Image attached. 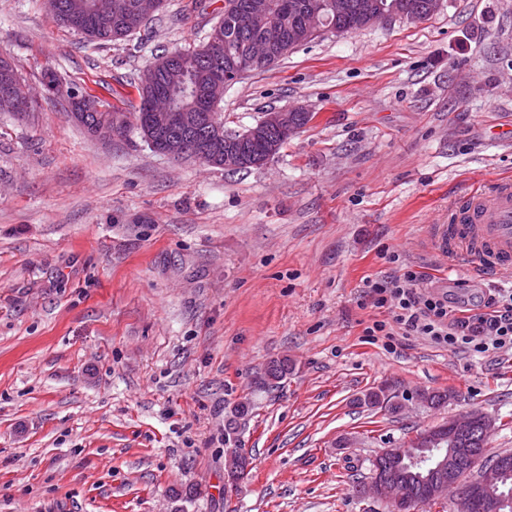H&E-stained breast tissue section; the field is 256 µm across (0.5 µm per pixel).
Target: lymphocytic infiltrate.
Segmentation results:
<instances>
[{"instance_id": "lymphocytic-infiltrate-1", "label": "lymphocytic infiltrate", "mask_w": 512, "mask_h": 512, "mask_svg": "<svg viewBox=\"0 0 512 512\" xmlns=\"http://www.w3.org/2000/svg\"><path fill=\"white\" fill-rule=\"evenodd\" d=\"M424 277L412 267L382 277L369 288L376 307L387 309L390 321L367 327L372 337L391 339L394 329L458 346L477 354L512 352V289L501 288L479 304L467 307L447 293L426 290Z\"/></svg>"}]
</instances>
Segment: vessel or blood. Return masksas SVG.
Masks as SVG:
<instances>
[{"label": "vessel or blood", "instance_id": "vessel-or-blood-1", "mask_svg": "<svg viewBox=\"0 0 512 512\" xmlns=\"http://www.w3.org/2000/svg\"><path fill=\"white\" fill-rule=\"evenodd\" d=\"M428 242L449 270L512 276V180L483 182L455 201Z\"/></svg>", "mask_w": 512, "mask_h": 512}]
</instances>
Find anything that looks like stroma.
Segmentation results:
<instances>
[{"instance_id":"stroma-1","label":"stroma","mask_w":512,"mask_h":512,"mask_svg":"<svg viewBox=\"0 0 512 512\" xmlns=\"http://www.w3.org/2000/svg\"><path fill=\"white\" fill-rule=\"evenodd\" d=\"M223 12L165 0L98 45L44 0H0V55L41 97L0 112V512H390L355 489L375 456L473 408L496 421L488 455L512 452V352L365 334L389 317L368 289L387 253L472 302L503 284L449 280L427 235L471 184L512 176V0L326 32L226 87L229 132L313 114L246 171L71 117L73 88L132 111L156 54L205 42ZM283 358L287 378L257 389ZM377 389L398 414L360 405ZM424 391L451 398L431 408ZM231 447L251 463L235 489Z\"/></svg>"}]
</instances>
